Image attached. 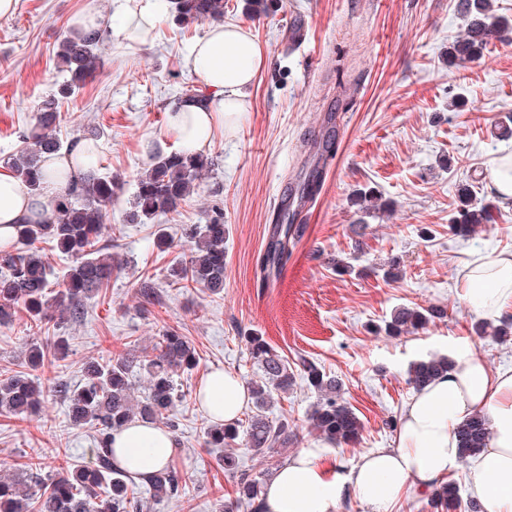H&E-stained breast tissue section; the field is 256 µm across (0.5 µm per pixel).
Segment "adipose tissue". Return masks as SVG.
Segmentation results:
<instances>
[{"label":"adipose tissue","instance_id":"ef3b65f1","mask_svg":"<svg viewBox=\"0 0 512 512\" xmlns=\"http://www.w3.org/2000/svg\"><path fill=\"white\" fill-rule=\"evenodd\" d=\"M168 11L165 0H118L111 15L88 10L78 30L96 29L124 47L152 43ZM268 54L242 24L214 23L191 47L188 65L204 87L201 97H184L167 113L166 134L181 149L198 152L216 135L233 131L250 110L249 92ZM86 140L45 157L46 179L32 191L8 167L0 165V250H10L19 225L39 221L46 197L65 190L69 177L84 169ZM457 289L481 317L512 314V257L478 258L463 270ZM454 367L407 403L395 445L361 456L350 475V487L367 512H391L409 488L433 487L460 466L455 429L475 412L489 418L493 435L469 467L468 488L487 512H512V367L489 371L483 356L468 341L448 347ZM201 406L215 422L228 423L246 408L244 383L228 371L210 373L199 389ZM112 447L116 461L140 477L152 475L170 459L175 442L169 432L135 422L117 433ZM317 448L301 449L280 467L266 486L263 512H336L341 494L326 478Z\"/></svg>","mask_w":512,"mask_h":512}]
</instances>
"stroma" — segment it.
Listing matches in <instances>:
<instances>
[{
  "instance_id": "1",
  "label": "stroma",
  "mask_w": 512,
  "mask_h": 512,
  "mask_svg": "<svg viewBox=\"0 0 512 512\" xmlns=\"http://www.w3.org/2000/svg\"><path fill=\"white\" fill-rule=\"evenodd\" d=\"M255 17L245 0H226L224 20L247 25L268 52L250 91V110L207 149L212 169L178 213L131 222L138 176L154 155L174 151L165 133L166 111L202 87L186 63L206 24L180 27L164 17L152 45L130 53L103 40L101 66L61 107L57 134L64 143L92 136L100 173L120 178L101 245L121 257V271L84 301L82 320L54 315L42 325L25 312L0 325V377L25 370L30 343L67 338L65 359H46L33 375L45 391L39 413L21 419L0 415V471L42 462L45 474L88 463L95 432L72 425L55 396L58 381L79 384L85 363L151 350L170 328L188 336L199 364L178 373L190 401L176 408L180 440L170 463L185 484L179 500L154 512H218L235 483L205 445L210 420L192 396L215 370L243 383L260 376L248 359L245 334L257 332L289 360L304 356L335 377L343 400L359 416L357 441L329 444L310 426L315 393L304 380L275 398L269 413L288 420L296 439L289 454L322 451L321 464L343 487L336 512H365L347 489L358 458L393 446L402 411L414 393L407 370L416 361L445 354L466 338L490 370L512 365V336H481L482 322L459 296L460 271L475 256L512 253V207L467 238L449 226L458 193L470 185L476 204L492 201L489 176L496 159L512 150V32L494 36L481 58L448 63V44L461 20L456 0H270ZM114 0H19L0 18V163L20 146L39 104L67 74L57 56L73 29L71 18L95 9L111 13ZM330 136L332 153L318 155L314 140ZM323 181L295 218L301 232L287 261L270 280L260 266L269 229L280 213L278 195L298 186L312 169ZM373 193L383 213L352 231L358 213L352 196ZM222 210L227 227L224 291L185 288L170 275L193 245L187 224L207 223ZM171 240L156 246L158 232ZM348 261L341 274L338 263ZM396 268L398 275L385 277ZM150 281L153 298L140 292ZM445 307L446 318L400 337L383 327L403 306Z\"/></svg>"
}]
</instances>
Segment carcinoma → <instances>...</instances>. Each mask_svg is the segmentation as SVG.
<instances>
[{"mask_svg":"<svg viewBox=\"0 0 512 512\" xmlns=\"http://www.w3.org/2000/svg\"><path fill=\"white\" fill-rule=\"evenodd\" d=\"M456 10L463 20L462 31L448 44V63L464 65L480 58L490 38L508 26L507 19L495 15L491 0H457ZM170 12L183 23L220 22L224 19V0H170ZM103 41L97 30L81 31L65 37L58 57L70 78L60 85L58 94L68 97L91 77L101 64L98 54ZM60 112L55 101L46 100L37 108L34 126L19 135L22 146L7 158V164L31 189L42 188L43 157L63 149L56 135ZM212 166V159L201 152L171 151L159 153L151 166L137 179L131 221L138 222L178 211L196 186L202 173ZM122 183L102 175L94 167V152L88 151L86 171L62 194L48 201L47 215L35 224H23L18 241L26 249L0 252V325L11 322L23 310L35 324L47 320L50 309L69 313L78 319L84 315L83 301L108 284L112 271L121 261L98 246L112 202ZM493 221L491 206H476L470 193L463 191L456 223L450 225L455 235L467 237L480 224ZM298 227L277 224L262 266L263 275L288 259V246ZM186 237L194 241V252L173 270V277L214 295L224 291L225 224L224 214L215 213L202 227L186 228ZM48 242L71 260L62 280H57L36 243ZM447 316L440 307H400L385 325L388 336H401L426 328ZM246 350L261 372L252 382L255 411L247 426L235 421L213 423L205 431V445L220 448L218 464L236 477V496L222 505V512H262L263 475L243 470L232 444L245 435L253 456L265 459L291 441L286 420L273 421L266 415L275 393L286 394L296 384L288 360L283 358L257 333L245 336ZM69 345L60 336L53 345L30 344L28 362L38 367L51 355L67 356ZM199 362L195 346L175 329L166 331L151 349L140 356L123 355L106 361L90 360L84 378L76 386L61 384L55 396L67 404L76 425L92 424L96 429L93 462L62 467L57 474L42 478L43 463L32 462L20 474H0V512H151L154 505L180 496L183 476L165 466L147 480V496L137 495L135 476L116 464L112 435L135 420L161 425L174 433L178 430L176 403L178 395L174 376L192 370ZM300 375L318 393L310 421L320 437L329 443H351L362 430L360 418L342 400L335 378L327 375L314 361L298 360ZM451 361L434 355L414 363L408 382L416 390L448 372ZM144 373L147 394L133 398L131 377ZM44 400L40 384L26 373L0 379V413L26 417L38 411ZM460 459L467 463L479 455L491 437L486 417L475 414L457 428ZM458 505V489L445 484L431 494L430 506L436 512H449Z\"/></svg>","mask_w":512,"mask_h":512,"instance_id":"cac0c4a2","label":"carcinoma"}]
</instances>
